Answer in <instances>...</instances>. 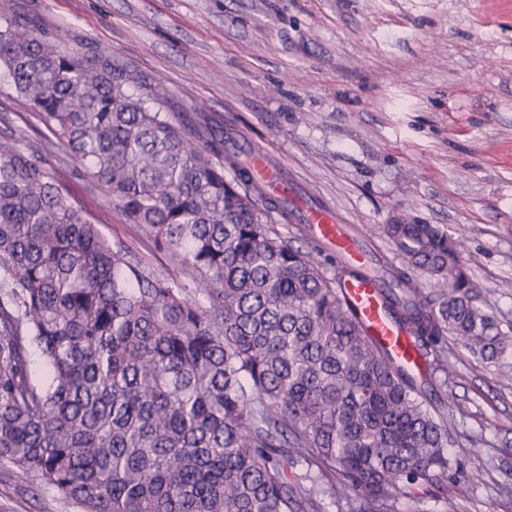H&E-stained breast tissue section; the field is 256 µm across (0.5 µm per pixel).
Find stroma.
Masks as SVG:
<instances>
[{
    "label": "stroma",
    "mask_w": 512,
    "mask_h": 512,
    "mask_svg": "<svg viewBox=\"0 0 512 512\" xmlns=\"http://www.w3.org/2000/svg\"><path fill=\"white\" fill-rule=\"evenodd\" d=\"M38 36L122 64L270 149L301 190L398 264L382 227L408 216L460 243L479 301L512 336V0H0ZM37 143L110 244L148 273L183 267L133 224L0 75V137ZM425 366L452 437L446 474L387 512H512V349L449 338ZM0 512H74L0 467Z\"/></svg>",
    "instance_id": "1"
}]
</instances>
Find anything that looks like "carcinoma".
Wrapping results in <instances>:
<instances>
[{"label": "carcinoma", "instance_id": "cac0c4a2", "mask_svg": "<svg viewBox=\"0 0 512 512\" xmlns=\"http://www.w3.org/2000/svg\"><path fill=\"white\" fill-rule=\"evenodd\" d=\"M0 69L205 296L147 273L40 151L0 141V465L80 512H318L317 495L347 488L382 510L403 483L449 470L438 409L340 296L353 271L327 276L278 233L286 208L224 128L164 111L156 90L128 93L122 65L8 14ZM384 233L402 258L385 269L390 311L422 359L450 336L486 358L505 348L444 231L400 218ZM298 462L308 490L288 476Z\"/></svg>", "mask_w": 512, "mask_h": 512}]
</instances>
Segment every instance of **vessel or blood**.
I'll return each instance as SVG.
<instances>
[{
  "mask_svg": "<svg viewBox=\"0 0 512 512\" xmlns=\"http://www.w3.org/2000/svg\"><path fill=\"white\" fill-rule=\"evenodd\" d=\"M250 165L266 194L288 196V172L268 151L253 148ZM296 213L301 223L306 224L339 258L357 268V275L342 282L341 292L355 310L367 340L405 367L420 368L422 361L417 341L408 325L389 314L385 285L370 270V252L362 233L354 227H343L331 211L314 204L297 202Z\"/></svg>",
  "mask_w": 512,
  "mask_h": 512,
  "instance_id": "1",
  "label": "vessel or blood"
}]
</instances>
